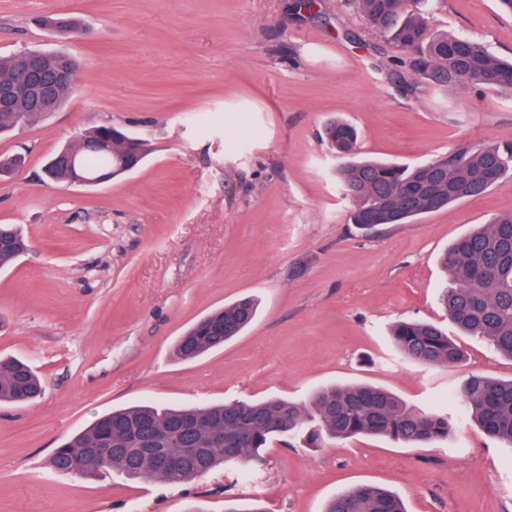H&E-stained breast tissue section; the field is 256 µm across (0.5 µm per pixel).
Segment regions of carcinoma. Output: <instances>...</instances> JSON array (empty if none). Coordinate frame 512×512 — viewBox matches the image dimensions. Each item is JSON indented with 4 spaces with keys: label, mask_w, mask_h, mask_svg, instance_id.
<instances>
[{
    "label": "carcinoma",
    "mask_w": 512,
    "mask_h": 512,
    "mask_svg": "<svg viewBox=\"0 0 512 512\" xmlns=\"http://www.w3.org/2000/svg\"><path fill=\"white\" fill-rule=\"evenodd\" d=\"M410 0H344L356 5L367 23L388 38L403 56L393 76L406 82L410 74L428 86H457L512 91V60L501 59L474 39L430 32L426 16L408 9ZM75 17L54 18L51 30L75 32ZM43 69L60 73L55 109L71 91L79 65L63 51L39 52ZM17 80L16 57L0 56V86ZM48 111L28 100L17 109H0V135L33 125ZM330 150L340 160L338 179L353 201L352 223L362 230L404 224L439 211L464 198L478 196L512 175V143L459 146L447 155L408 167L358 160V132L336 119L326 126ZM114 138V155L94 145ZM128 135L112 125H99L77 143L59 148L76 152L84 170L95 175L112 169L126 148ZM46 178L67 183L71 172L53 153L44 165ZM29 249L13 224H0V267ZM450 283L441 295L448 319L462 333L485 341L512 358V213L459 238L445 254ZM257 303L244 297L214 310L191 326L175 344L182 360L202 357L232 340L255 320ZM399 352L425 367L459 364L464 351L431 322L403 321L391 328ZM42 393L38 375L23 360L0 358V404H24ZM459 413L484 435L512 447V379L471 374L453 390ZM456 417L439 408L407 405L389 390L367 383L331 384L304 401L269 398L231 401L204 407L170 408L153 402L114 410L54 449L49 468L59 474L102 477L118 471L132 480L181 484L224 471H252L275 440L300 438L312 448L363 435L380 436L410 448L448 439ZM160 456L177 463L162 468ZM98 466L87 468L89 458ZM324 512H407L398 494L375 485H358L329 500Z\"/></svg>",
    "instance_id": "cac0c4a2"
}]
</instances>
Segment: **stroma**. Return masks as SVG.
I'll return each instance as SVG.
<instances>
[{"label":"stroma","mask_w":512,"mask_h":512,"mask_svg":"<svg viewBox=\"0 0 512 512\" xmlns=\"http://www.w3.org/2000/svg\"><path fill=\"white\" fill-rule=\"evenodd\" d=\"M0 0V55L62 50L80 71L66 104L0 137L25 162L0 178V224L31 249L0 268V356L26 359L44 392L0 406V512H323L359 484L409 512H512V448L459 422L406 448L359 436L325 448L273 442L250 482L184 484L50 471L60 442L103 414L152 399L173 407L272 396L298 401L366 382L408 404H446L469 373L511 379L512 359L457 330L463 363L402 357L391 324L448 318L442 258L459 237L512 212V175L408 224L358 229L323 135L341 118L364 158L408 166L461 144L512 142V91L438 93L392 74L397 50L340 0ZM74 16L79 35L38 25ZM432 31L512 57L498 0H430ZM120 126L151 152L99 185L47 182L43 164L85 130ZM251 327L184 362L173 347L198 319L244 297Z\"/></svg>","instance_id":"35a3bbf8"}]
</instances>
